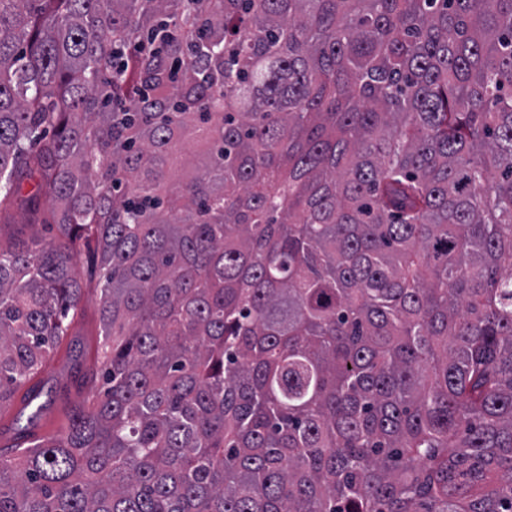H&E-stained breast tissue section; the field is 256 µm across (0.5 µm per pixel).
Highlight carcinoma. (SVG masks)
<instances>
[{"mask_svg": "<svg viewBox=\"0 0 512 512\" xmlns=\"http://www.w3.org/2000/svg\"><path fill=\"white\" fill-rule=\"evenodd\" d=\"M48 202L0 512H512V0H0V221ZM94 241L82 244L75 268L76 278L82 288L79 308L82 315L73 327V334L80 335L87 346H95L101 340L98 302L103 285L102 273L94 260ZM66 341L63 342L62 348L59 353L49 362L45 370L37 375L30 384L41 382L45 384L44 394L42 401H45L47 397L45 393L50 387H53V400L54 403L46 410L43 418L38 422L35 431L37 433H44L46 431H59L65 427L67 423L66 417V398L69 397L70 403H78L85 398L91 397L99 389V384L96 387L83 386V392L77 395V386L72 384L67 379L65 365L66 355ZM67 386V388H66Z\"/></svg>", "mask_w": 512, "mask_h": 512, "instance_id": "carcinoma-1", "label": "carcinoma"}]
</instances>
